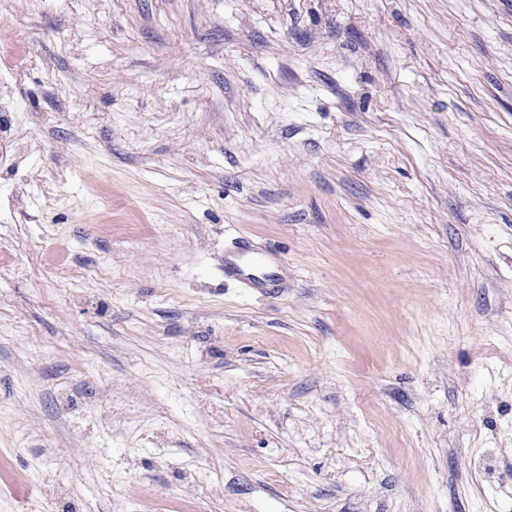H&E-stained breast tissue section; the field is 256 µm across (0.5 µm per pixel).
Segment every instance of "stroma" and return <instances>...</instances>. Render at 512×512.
<instances>
[{"instance_id":"1","label":"stroma","mask_w":512,"mask_h":512,"mask_svg":"<svg viewBox=\"0 0 512 512\" xmlns=\"http://www.w3.org/2000/svg\"><path fill=\"white\" fill-rule=\"evenodd\" d=\"M0 512H512V0H0ZM225 274L249 287H270L278 281L279 272L268 253L236 242L224 256Z\"/></svg>"}]
</instances>
